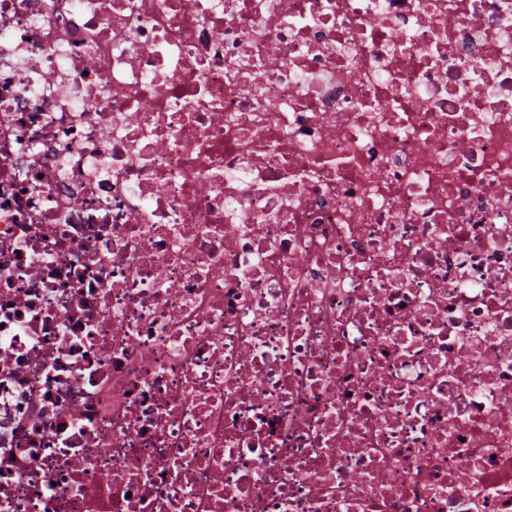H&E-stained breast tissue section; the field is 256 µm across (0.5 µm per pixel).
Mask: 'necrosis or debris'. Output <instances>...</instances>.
<instances>
[{
  "mask_svg": "<svg viewBox=\"0 0 512 512\" xmlns=\"http://www.w3.org/2000/svg\"><path fill=\"white\" fill-rule=\"evenodd\" d=\"M0 512H512V0H0Z\"/></svg>",
  "mask_w": 512,
  "mask_h": 512,
  "instance_id": "necrosis-or-debris-1",
  "label": "necrosis or debris"
}]
</instances>
